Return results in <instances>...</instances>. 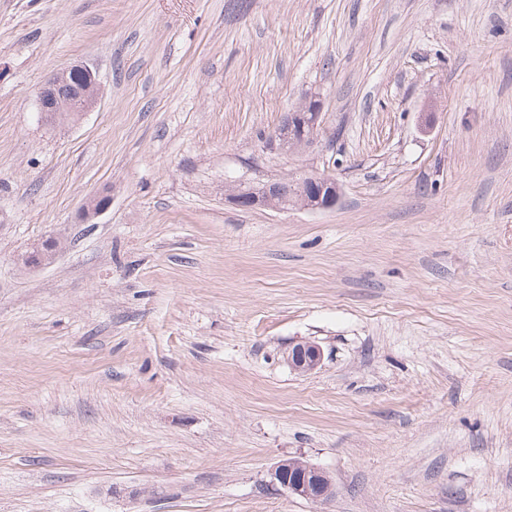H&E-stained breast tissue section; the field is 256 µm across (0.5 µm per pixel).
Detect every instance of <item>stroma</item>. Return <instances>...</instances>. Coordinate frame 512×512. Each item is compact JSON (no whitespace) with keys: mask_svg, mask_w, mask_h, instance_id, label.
<instances>
[{"mask_svg":"<svg viewBox=\"0 0 512 512\" xmlns=\"http://www.w3.org/2000/svg\"><path fill=\"white\" fill-rule=\"evenodd\" d=\"M0 512H512V0H0ZM70 77L79 79V85L74 84L72 94H66L70 88ZM99 95V82L96 72L85 65H74L67 70L56 72L39 88L37 100L39 112L45 117L57 116L62 112L71 115H82L89 112L97 104ZM321 112L316 101L290 112L272 136L271 141L282 149L306 146L314 140L320 123ZM297 205L311 211H326L336 208L342 192L335 178L328 175H305L295 181ZM282 182V184H281ZM264 181L250 185L247 188H238L230 196V202L244 209L269 208L288 210L290 201L285 202L282 185L286 193H292L293 183L286 181ZM111 201L112 197L104 190L91 195L81 207L80 222L88 223L100 216L111 205ZM324 357L323 349L317 343L298 341L288 348V365L294 372L308 373L315 370ZM273 484L289 494L297 495L314 502H323L334 494L330 476L323 470L307 462L297 460L281 461L271 471Z\"/></svg>","mask_w":512,"mask_h":512,"instance_id":"1","label":"stroma"}]
</instances>
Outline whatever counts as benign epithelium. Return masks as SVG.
<instances>
[{"label":"benign epithelium","instance_id":"1","mask_svg":"<svg viewBox=\"0 0 512 512\" xmlns=\"http://www.w3.org/2000/svg\"><path fill=\"white\" fill-rule=\"evenodd\" d=\"M79 79L81 88L77 95L67 93L70 78ZM99 82L96 72L85 65H74L52 75L39 88L37 100L39 112L44 116H57L62 112L82 115L97 104ZM321 112L316 102L311 101L301 109L290 112L272 136L280 148L306 146L314 140L320 123ZM297 205L311 211H326L336 208L342 192L335 178L328 175H305L295 181ZM112 197L106 191L90 196L80 210V222L87 223L108 209ZM230 202L244 209L269 208L285 210L282 184L279 181H264L239 188L230 196ZM324 357L320 345L309 341H298L288 348L287 361L297 373L315 370ZM272 482L290 494L314 502H323L334 494L330 476L323 470L304 461H281L271 471Z\"/></svg>","mask_w":512,"mask_h":512}]
</instances>
